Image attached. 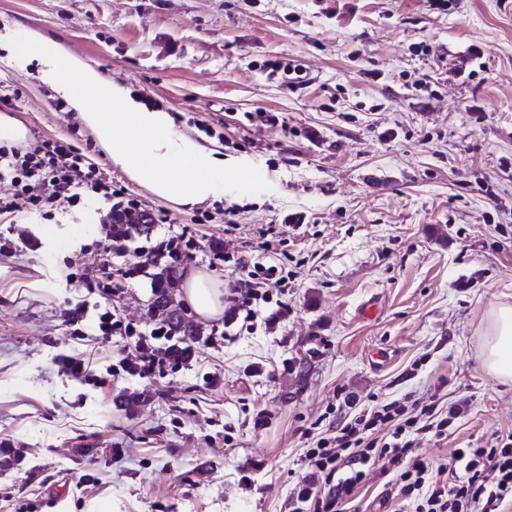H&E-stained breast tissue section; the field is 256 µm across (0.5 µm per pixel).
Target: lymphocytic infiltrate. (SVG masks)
Segmentation results:
<instances>
[{"mask_svg": "<svg viewBox=\"0 0 512 512\" xmlns=\"http://www.w3.org/2000/svg\"><path fill=\"white\" fill-rule=\"evenodd\" d=\"M0 174L20 185L35 211L53 209L62 200L77 203L85 188L111 199L113 210L124 208L121 191L98 180L95 169L81 171L79 156L58 141L30 151L0 146ZM97 328L104 340L117 336L135 350L132 357L112 365L109 376L132 368L148 378L165 364L161 348L154 345L164 327L155 326L146 334L107 309L98 313ZM459 414L453 406L444 410L434 403L393 400L339 422L334 433L306 450L307 472L292 512H341V503L362 484L365 465L376 462L383 470H395L399 493L413 512H496L499 504L512 501V433L497 436L485 448L455 449L448 468L433 466L416 453L423 439L446 437ZM447 470L453 480H444Z\"/></svg>", "mask_w": 512, "mask_h": 512, "instance_id": "f902f5d3", "label": "lymphocytic infiltrate"}]
</instances>
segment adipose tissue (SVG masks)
I'll list each match as a JSON object with an SVG mask.
<instances>
[{
    "label": "adipose tissue",
    "mask_w": 512,
    "mask_h": 512,
    "mask_svg": "<svg viewBox=\"0 0 512 512\" xmlns=\"http://www.w3.org/2000/svg\"><path fill=\"white\" fill-rule=\"evenodd\" d=\"M11 68L38 63L37 79L67 100L113 164L160 200L196 205L224 192L226 168L218 151L176 129L169 112L136 102L129 92L53 39L16 27L0 33ZM184 301L201 319L224 313V285L206 271L189 269ZM480 363L484 370L512 381V305L491 308L484 320Z\"/></svg>",
    "instance_id": "adipose-tissue-1"
}]
</instances>
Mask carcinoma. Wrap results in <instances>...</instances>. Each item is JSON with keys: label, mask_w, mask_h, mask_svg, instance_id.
I'll return each mask as SVG.
<instances>
[{"label": "carcinoma", "mask_w": 512, "mask_h": 512, "mask_svg": "<svg viewBox=\"0 0 512 512\" xmlns=\"http://www.w3.org/2000/svg\"><path fill=\"white\" fill-rule=\"evenodd\" d=\"M150 229L148 224H117L113 226L112 236L134 239ZM177 287L175 281L167 270L162 269L153 274L152 298L148 305L151 317H157V311L166 313L162 319L167 328L163 347L167 358L176 363L188 361L192 356V344L200 338V330L191 321L183 320L180 313L184 312L177 300Z\"/></svg>", "instance_id": "carcinoma-1"}]
</instances>
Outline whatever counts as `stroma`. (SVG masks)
<instances>
[{
	"label": "stroma",
	"mask_w": 512,
	"mask_h": 512,
	"mask_svg": "<svg viewBox=\"0 0 512 512\" xmlns=\"http://www.w3.org/2000/svg\"><path fill=\"white\" fill-rule=\"evenodd\" d=\"M7 26L54 39L264 185L193 208L159 200L67 101L0 63V113L24 123L26 148L66 141L166 216L152 237L187 233L160 263L223 281L226 312L245 272L216 247L247 263L270 252L289 276L253 322H200L187 363L113 378L129 351L99 338L97 310L145 333L155 321L147 256L104 248L111 201L0 211L15 241L0 254V448L16 451L0 512H288L306 448L350 399L459 405L447 439L419 450L437 464L512 431V383L479 362L486 312L512 302V0H0ZM276 60L306 83L270 74ZM257 110L280 124L255 127ZM107 279L112 293H89ZM81 305L77 336L66 314ZM65 357L89 360L99 384L63 374ZM133 392L147 399L129 412ZM343 506L410 512L377 466Z\"/></svg>",
	"instance_id": "35a3bbf8"
}]
</instances>
